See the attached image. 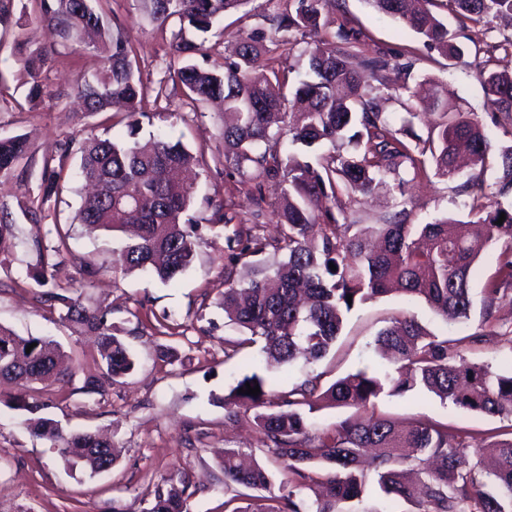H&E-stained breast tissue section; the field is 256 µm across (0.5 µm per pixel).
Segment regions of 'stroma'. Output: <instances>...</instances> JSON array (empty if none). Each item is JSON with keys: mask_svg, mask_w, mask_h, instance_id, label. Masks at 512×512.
<instances>
[{"mask_svg": "<svg viewBox=\"0 0 512 512\" xmlns=\"http://www.w3.org/2000/svg\"><path fill=\"white\" fill-rule=\"evenodd\" d=\"M277 0H250L248 17L233 13L218 21L208 36L211 58L231 49L243 27L262 25L273 13ZM110 17L126 27L129 38L140 48L138 67L144 82L158 85L177 68L169 49V36L142 18L135 0H109ZM457 32L460 57L448 59L428 48L402 23L379 13L371 0H336V24L361 29L366 50L382 48L404 55L413 63L412 78L432 81L450 106L475 113L489 127L497 143L512 145V136L494 124L496 116L487 106L478 71L486 60H500L495 44L499 32L449 15L433 5ZM39 0H15L13 11L0 22V137L21 135L29 145L27 159L10 173L0 174V207H8L21 232L11 244L0 248V325L22 336H50L58 340L75 361L76 374L66 384L35 386L32 394L46 405L45 417L58 422L64 432H104L120 450L117 463L108 472L89 476L68 467L52 442L33 437L24 421L26 412L14 409L20 393L17 385L0 383V512H145L162 479L189 476L195 494L191 512H224L225 500L248 508V495L233 496L224 487L217 460L228 448L257 445L251 416L236 423L225 419L223 398L234 378L269 370L280 391H288L306 375H322L324 382L377 363L372 342L376 333L395 319L412 316L431 332L459 340V352L467 361L495 366L512 364V297L495 310L492 325L482 323L480 311L469 320L448 324L421 299L397 295L356 305L345 317L341 334L320 361H296L266 368L258 349L244 350L238 358L225 360L224 342L239 336L229 324L217 300L224 290L223 225L211 223L216 205L233 214L236 223L251 224L256 212L271 213L279 203L280 189L267 184L261 194L249 193L237 177L224 172V145L219 138L224 114L219 104L199 111L179 102L159 101L142 137L157 131L182 141L191 150H204L208 166L198 181L195 211L198 247L193 265L170 285L151 274H122L120 234L94 231L76 219L81 204L78 155L66 161L68 179L63 191L45 207L40 223L30 222L21 208L38 194L44 161L57 144L103 135L110 125L104 114L85 111L75 99L74 83L81 74H92L96 57L77 55L64 46L53 31L40 23ZM28 52L45 54L42 80L46 93L28 97L26 75L15 61L16 43ZM113 128V127H110ZM124 134V127L113 128ZM434 172L398 189L395 181L369 198L339 197L337 206L357 223L374 225L391 212L394 198L405 197L410 221L427 224L446 214L466 217L472 197ZM67 235L69 254L52 272V284L78 281L80 271L90 267L97 275L79 295L84 306L107 311L108 320L137 359L135 372L119 382L101 381V391H81L84 378L98 374V345L93 335L62 323L37 302L41 289L30 278L36 263L31 244L52 226ZM486 334V341L469 342L472 334ZM173 349V358L159 353ZM376 414L394 418L442 420L477 437H489L507 428L506 421L474 415L454 408L431 395L380 396Z\"/></svg>", "mask_w": 512, "mask_h": 512, "instance_id": "1", "label": "stroma"}]
</instances>
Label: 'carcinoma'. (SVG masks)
Here are the masks:
<instances>
[{
  "label": "carcinoma",
  "instance_id": "cac0c4a2",
  "mask_svg": "<svg viewBox=\"0 0 512 512\" xmlns=\"http://www.w3.org/2000/svg\"><path fill=\"white\" fill-rule=\"evenodd\" d=\"M100 0H40V21L66 42H77L76 53L100 58L97 70L78 80L76 91L89 112L104 113L113 105L125 108L127 138L91 137L58 146V157L46 161L40 184L41 202L59 194L66 160L80 155L79 175L98 188L85 196L79 223L92 229L119 231L129 224L137 233L123 247L125 270H142L168 283L191 267L197 238L187 230L197 192L187 172L208 166L203 155L165 134L138 140L142 119L157 105L163 87L153 88L136 76L139 49L124 28L107 21L97 8ZM147 17L164 30L176 21L170 49L182 66L172 81L182 105L197 111L211 100L224 104V170L238 174L256 190L268 180L287 184L281 205L270 222L278 228L269 239L258 225L236 228L224 236V293L220 305L228 321L245 333L227 340L224 357L236 358L252 344L268 361L312 363L325 357L340 334L345 315L356 304L397 293L424 299L445 321L463 323L474 308L471 280L489 247L507 236L496 259L495 272L483 288L482 316L512 291V145L503 147L478 117L458 112L433 92L424 98L411 89V64L382 50L351 51L358 33L343 25L328 37L319 36L336 0H288V7L267 17L269 27L255 28L236 42L232 55L203 68L195 58L208 56L206 34L228 12L250 0H136ZM375 8L398 19L405 28L449 59L460 55L456 35L445 22L412 0H372ZM457 17L475 24L512 18V0H447ZM316 37L305 51L308 73L293 87L292 98L281 93L286 74L270 65L273 50L286 52L298 38ZM493 50H503L508 63L479 72L485 100L512 122V32L500 33ZM27 75L28 96L43 92L41 57L19 59ZM395 71L401 83H390ZM407 95L400 128L382 112V103ZM440 113V121L421 137L415 131L420 109ZM290 140L307 148L327 142L330 149L318 166L282 149ZM21 135L0 138V173H9L28 155ZM474 165L495 166L496 191L484 180L469 177L462 191L486 199L485 214L475 220L444 216L431 224L408 221L405 203L385 223L353 224L336 214L338 196H367L391 177L402 185V173L418 178L426 163L435 174L459 175L458 155ZM58 160L57 165L51 161ZM503 224H497L500 214ZM37 255L35 281L48 283V273L69 253L64 237L33 240ZM281 255L260 267L256 278L238 286L233 268L243 258L268 249ZM334 264L332 270L329 264ZM352 302H347V295ZM39 302L59 311L60 320L100 339L104 375L116 382L136 367L132 351L108 323L107 313L90 311L72 289L45 292ZM35 344L26 351L29 344ZM461 340L441 339L413 317L397 319L380 330L374 350L391 355L392 368L366 367L323 387L321 377L308 376L288 392L253 371L234 379L224 395L225 418L253 413L261 451L283 466L284 480L273 493L274 474L258 461L245 464L243 451H224L219 468L224 485L267 492L251 512H353L373 493L396 497L413 512H512V438L497 445L486 462H470L479 441L442 422L403 423L370 411L381 395L404 396L419 390L455 408L512 419V369L468 363L457 354ZM52 385L72 375V366L58 342L49 336H20L0 325V380L23 387L33 371ZM259 386L256 396L239 392ZM352 407L359 412L331 428L312 430L308 414L322 403ZM15 408L32 414L29 432L54 442L59 455L93 477L117 460L111 439L88 432L66 434L55 421L33 417L42 409L37 400L16 398ZM186 477L154 491L146 512H190L195 494Z\"/></svg>",
  "mask_w": 512,
  "mask_h": 512
}]
</instances>
